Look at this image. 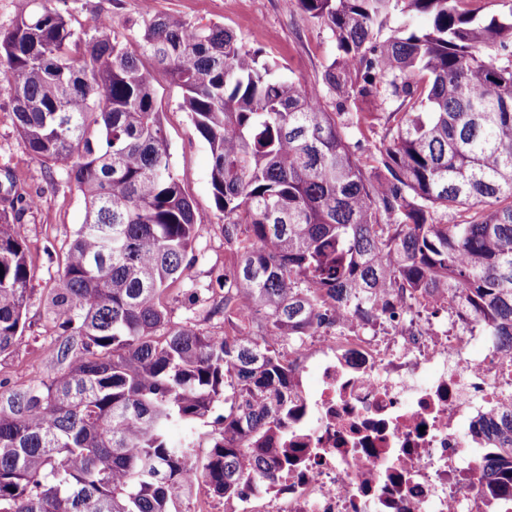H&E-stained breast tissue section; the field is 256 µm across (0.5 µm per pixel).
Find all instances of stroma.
<instances>
[{"label": "stroma", "instance_id": "obj_1", "mask_svg": "<svg viewBox=\"0 0 512 512\" xmlns=\"http://www.w3.org/2000/svg\"><path fill=\"white\" fill-rule=\"evenodd\" d=\"M67 11L73 27H80L92 15L109 18L113 33L130 50H138L145 24L155 15L174 14L194 25L219 24L234 31L243 44L261 49L274 63L279 76L306 85L320 82L325 65L335 51L330 32L293 6L290 0H54ZM171 152L174 174L186 193L211 220L203 225L193 244L196 261L192 282H214L224 270L223 214L217 212L210 184V150L194 131L182 107V91L165 78L154 84ZM13 175L20 193L36 199L35 207L17 211L18 229L25 238L35 268L30 283V301L24 316V329L16 343L0 354V380L10 388L21 389L40 379L59 376L62 365L56 360L55 345L60 330L48 298L57 287L64 253L85 217V204L64 174L33 159L19 137L13 103L0 81V191L7 186L6 175ZM196 301L189 289H181L169 304L173 320L193 318L204 327L223 332V314H210L212 303Z\"/></svg>", "mask_w": 512, "mask_h": 512}]
</instances>
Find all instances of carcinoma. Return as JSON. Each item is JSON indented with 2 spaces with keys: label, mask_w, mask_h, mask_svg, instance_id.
Returning a JSON list of instances; mask_svg holds the SVG:
<instances>
[{
  "label": "carcinoma",
  "mask_w": 512,
  "mask_h": 512,
  "mask_svg": "<svg viewBox=\"0 0 512 512\" xmlns=\"http://www.w3.org/2000/svg\"><path fill=\"white\" fill-rule=\"evenodd\" d=\"M472 2L294 0L335 41L320 87L277 76L221 25L150 18L140 49L211 152L230 252L221 335L169 313L205 216L173 172L153 75L104 15L77 30L43 5L0 29L18 134L86 208L50 299L66 369L0 392V512H183L193 479L224 499L265 481L288 416L281 343L328 311L362 308L375 327L397 296L449 297L512 354V0L488 15ZM381 112L386 141L363 166ZM4 201L0 353L34 277L10 217L33 201ZM227 386L203 459L197 426ZM488 438L482 476L511 499L512 405Z\"/></svg>",
  "instance_id": "carcinoma-1"
}]
</instances>
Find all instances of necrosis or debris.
<instances>
[{"mask_svg": "<svg viewBox=\"0 0 512 512\" xmlns=\"http://www.w3.org/2000/svg\"><path fill=\"white\" fill-rule=\"evenodd\" d=\"M287 360L291 414L273 445L288 462L231 512H500L481 465L512 356L478 323L399 299L385 332L323 327Z\"/></svg>", "mask_w": 512, "mask_h": 512, "instance_id": "4bbe7bcc", "label": "necrosis or debris"}]
</instances>
